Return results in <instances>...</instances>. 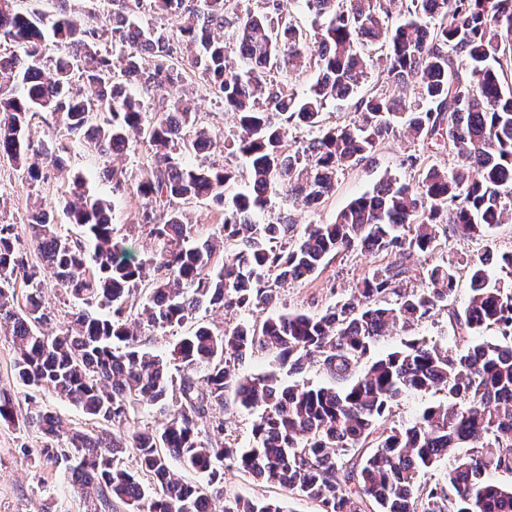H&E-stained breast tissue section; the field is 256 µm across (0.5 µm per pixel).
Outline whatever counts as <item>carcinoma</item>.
<instances>
[{
    "instance_id": "obj_1",
    "label": "carcinoma",
    "mask_w": 512,
    "mask_h": 512,
    "mask_svg": "<svg viewBox=\"0 0 512 512\" xmlns=\"http://www.w3.org/2000/svg\"><path fill=\"white\" fill-rule=\"evenodd\" d=\"M56 2L48 14L0 0V42L12 46L0 54V159L32 183L43 178L42 162L64 161L55 136L31 144L30 125L43 113L104 155L125 152L130 131L145 135L150 163L134 175L114 167L108 179L112 192L141 200L133 226L157 248L135 260L128 237L114 232L111 202L91 194L81 175L63 207L75 232H63L45 211L30 225L39 263L16 247L14 225L0 224V332L11 337L17 382L105 424L71 428L32 407L20 415L0 390V423L36 426L47 438L36 456L23 451L29 464L64 465L87 512H116L119 504L126 512H282L268 500L225 498L226 461L320 512H512V486L486 479L512 474V287L492 274L489 259L467 260L468 300L449 310L472 343L448 350L412 339L370 357L389 331L448 306L455 265L411 264L413 254L435 249L447 230L443 216L463 239L512 221V0H410L394 27L387 0H304L309 31L263 14L241 17L238 0H95L78 14L69 0ZM146 6L178 22L185 50L168 28L138 24ZM380 39L389 45L388 74L419 103L368 95L349 123L325 125L327 104L350 98L366 74L357 42ZM311 42L314 60L306 55ZM143 52L152 57L146 67ZM230 54L235 68L226 65ZM311 63L315 83L300 98L288 93V78ZM188 72L234 114L235 139L202 125L191 99L170 96ZM290 124L311 132L294 154L283 151ZM398 130L428 143L447 136L460 164L447 170L412 154L406 163L419 170L417 182L385 179L330 224L299 232L285 214L258 222L278 197L317 207L340 169L372 158ZM226 151L243 159L246 175L183 161ZM201 200L221 222L195 239L173 203ZM358 249L395 261L321 314L295 311L232 330L193 324L205 303L264 310L276 289ZM46 270L82 305L56 333L44 331ZM415 274L426 287H403ZM145 278L149 294L137 306L130 297ZM134 310L153 328L190 331L155 353L134 330ZM488 329L491 338L482 336ZM256 351L276 353L294 371L314 361L336 385L241 374ZM430 390L447 391L448 402L425 408L409 426L380 428L401 397ZM136 402L159 408L165 420L139 424ZM230 403L261 408L246 448L215 416ZM446 458L453 464L444 479L419 490L421 476ZM173 460L204 482L183 480Z\"/></svg>"
}]
</instances>
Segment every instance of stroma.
Masks as SVG:
<instances>
[{
	"label": "stroma",
	"instance_id": "stroma-1",
	"mask_svg": "<svg viewBox=\"0 0 512 512\" xmlns=\"http://www.w3.org/2000/svg\"><path fill=\"white\" fill-rule=\"evenodd\" d=\"M179 92L194 98L203 124L231 133L235 120L231 114L218 107L211 95L200 82L185 81L178 87ZM63 167L45 165L44 177L31 184L22 179L18 171L0 160V224L15 227L16 245L27 253L29 259H36L32 236L27 217L30 213L42 210L57 211L58 222H65L62 215V199L72 177L83 174L93 194L112 198L114 202L113 224L118 234L134 235L132 219L139 207L137 198L129 193L113 195L112 185L102 178L101 173L109 166L137 171L146 162L150 148L140 134H133L131 147L123 155L109 158L88 149L77 140H69ZM425 154L430 163L440 167L454 168L458 163L456 155L444 150H435L400 131L386 138L373 159L356 166L340 170L336 189L318 208L312 209L301 204H289L276 199L272 209L284 212L297 224H328L355 198L371 192L376 184L388 177L403 183L414 180L415 170L408 168L405 159L411 154ZM485 252L508 254L512 252V222L497 228L491 237L460 239L455 234L440 236L434 252L414 254L415 265L429 267L443 262L456 266V290L448 308L433 311L429 317L415 323L412 328L393 329L389 335L381 337L375 347V355H383L409 339H423L429 344L448 348L460 346L458 330L449 319L450 309H462L469 296V276L466 260ZM391 256L368 254L358 250L335 257L315 278L289 284L280 289L276 304L270 310L254 312H233L218 309L200 310L197 318L202 324L212 328H233L240 322H259L267 316L303 311L311 314L325 312L336 301L348 297L351 289L364 274L390 264ZM14 350L10 337L0 334V389L14 395L21 407L35 404L42 409L59 415L64 422L74 427L98 428V421L90 420L78 408L58 400L45 390H29L19 385L13 376ZM247 376L277 372L280 378L311 385H330V377L315 362L306 363L295 374L278 369L274 357L257 352L245 359L240 367ZM46 439L36 428L13 424H0V512H85L83 498L70 480L63 467H32L23 456L24 450L35 451L42 448ZM224 494L233 498L268 499L279 503L283 512H319L316 503L292 494L287 489L254 480L236 469L224 472Z\"/></svg>",
	"mask_w": 512,
	"mask_h": 512
}]
</instances>
